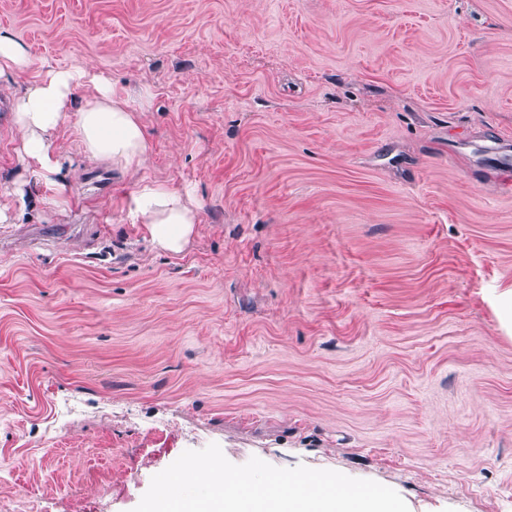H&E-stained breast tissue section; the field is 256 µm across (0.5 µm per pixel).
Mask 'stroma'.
Returning a JSON list of instances; mask_svg holds the SVG:
<instances>
[{
  "label": "stroma",
  "instance_id": "1",
  "mask_svg": "<svg viewBox=\"0 0 512 512\" xmlns=\"http://www.w3.org/2000/svg\"><path fill=\"white\" fill-rule=\"evenodd\" d=\"M30 75L143 110L136 174L70 129L62 206L0 223V503L133 512L184 451L410 512H512V0H0ZM0 90V194L27 180ZM190 188L151 249L123 200ZM486 148L489 153L497 156L499 160L498 167L493 172L494 178L505 188L511 189L512 167L510 168V160L512 157V144L491 140ZM126 208L156 250L179 253L196 233L198 210L191 194L168 183L141 179Z\"/></svg>",
  "mask_w": 512,
  "mask_h": 512
}]
</instances>
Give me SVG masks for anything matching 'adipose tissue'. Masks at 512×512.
Masks as SVG:
<instances>
[{
	"label": "adipose tissue",
	"instance_id": "1",
	"mask_svg": "<svg viewBox=\"0 0 512 512\" xmlns=\"http://www.w3.org/2000/svg\"><path fill=\"white\" fill-rule=\"evenodd\" d=\"M29 64L26 47L0 31V88L14 91L11 119L21 136L18 152L34 184L51 191L60 187L63 165L55 135L66 122L88 158L109 160L124 171L145 163L151 152L147 127L111 80L88 68H50L29 79ZM82 86L92 94L79 105L74 93ZM126 208L156 250L181 252L196 233L198 210L190 193L167 183L140 180Z\"/></svg>",
	"mask_w": 512,
	"mask_h": 512
}]
</instances>
